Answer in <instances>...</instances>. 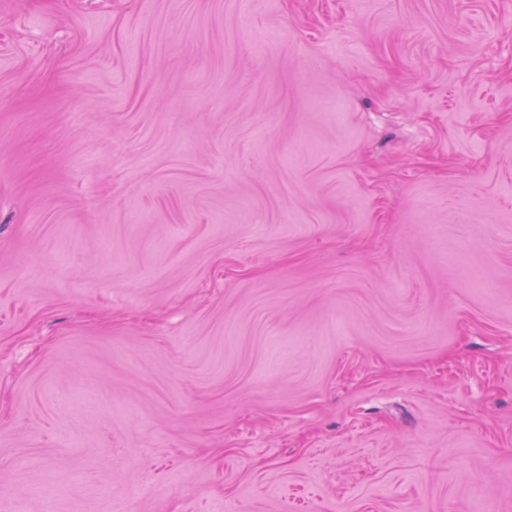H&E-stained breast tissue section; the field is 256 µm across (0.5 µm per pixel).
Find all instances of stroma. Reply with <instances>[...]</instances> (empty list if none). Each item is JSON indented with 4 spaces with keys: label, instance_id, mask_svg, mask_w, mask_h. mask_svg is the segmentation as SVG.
<instances>
[{
    "label": "stroma",
    "instance_id": "35a3bbf8",
    "mask_svg": "<svg viewBox=\"0 0 512 512\" xmlns=\"http://www.w3.org/2000/svg\"><path fill=\"white\" fill-rule=\"evenodd\" d=\"M512 512V0H0V512Z\"/></svg>",
    "mask_w": 512,
    "mask_h": 512
}]
</instances>
